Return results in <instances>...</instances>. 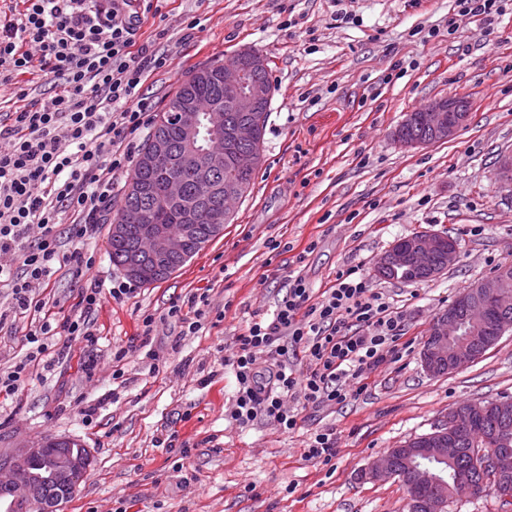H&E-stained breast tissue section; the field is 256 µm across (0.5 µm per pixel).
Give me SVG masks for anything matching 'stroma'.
I'll list each match as a JSON object with an SVG mask.
<instances>
[{
    "label": "stroma",
    "instance_id": "obj_1",
    "mask_svg": "<svg viewBox=\"0 0 512 512\" xmlns=\"http://www.w3.org/2000/svg\"><path fill=\"white\" fill-rule=\"evenodd\" d=\"M455 7V0H169V34L149 49L171 56L178 75L152 72L142 94L163 108L194 69L227 62L244 46L259 50L275 87L265 162L223 235L164 281L141 284L113 265L108 225L84 243L97 281L123 287V295L104 296L91 315L95 342L50 337L22 388L0 394V453L47 436L89 448V469L60 512H408L397 479L366 482L361 470L430 433L451 405L512 396V332L463 370L433 376L421 363L435 316L465 287L512 263V192L496 178L500 154L512 150V5L493 24L476 17L452 33ZM192 16L203 29L188 38L183 22ZM398 63L405 73L395 79ZM444 96L470 102L469 125L447 142L399 147L393 132L405 114ZM425 231L457 239L455 265L428 282L377 274L397 240ZM350 267L400 312L410 344L403 357L374 369L366 389L344 403L286 399L299 415L293 432L231 422L238 383L227 361L239 336L286 295L290 273L319 294ZM87 285L69 264L35 293L60 322L76 314ZM200 293L208 299L201 327L182 334L168 310ZM30 323L15 312L0 320V370L25 360ZM87 362L93 375L82 371ZM323 430L339 448L327 465L304 456L310 436Z\"/></svg>",
    "mask_w": 512,
    "mask_h": 512
}]
</instances>
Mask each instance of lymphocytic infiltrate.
Wrapping results in <instances>:
<instances>
[{
  "mask_svg": "<svg viewBox=\"0 0 512 512\" xmlns=\"http://www.w3.org/2000/svg\"><path fill=\"white\" fill-rule=\"evenodd\" d=\"M167 0H20L18 13L0 19V93L17 107L0 125V253L20 262V272L0 264V288L13 310L39 313L25 340L26 363L0 373V392H17L27 362L63 332L93 342L85 314L96 309L101 289L79 296L81 314L55 324L43 317L33 293L57 269L82 263L81 252L61 250L62 223L76 242L93 238L112 204V179L128 171L125 141L148 124L152 104L140 93L147 72L171 70L167 56L149 53L137 35L145 19L161 16ZM51 76L53 94L29 96L18 78L32 70ZM401 317L364 275L349 268L314 294L302 276L290 277L288 293L270 321L253 323L239 338L232 362L238 382L232 420L258 419L296 430L295 411L284 396L309 403L345 402L369 371L398 358ZM301 352L300 366L289 350ZM268 364L258 369L259 355Z\"/></svg>",
  "mask_w": 512,
  "mask_h": 512,
  "instance_id": "f902f5d3",
  "label": "lymphocytic infiltrate"
}]
</instances>
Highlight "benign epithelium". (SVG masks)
<instances>
[{
  "label": "benign epithelium",
  "mask_w": 512,
  "mask_h": 512,
  "mask_svg": "<svg viewBox=\"0 0 512 512\" xmlns=\"http://www.w3.org/2000/svg\"><path fill=\"white\" fill-rule=\"evenodd\" d=\"M268 69L267 58L250 48L235 54V61L224 64V101L239 115L234 123H224V110L218 106L201 107L192 97L181 101L174 113L184 153L197 161V184L209 191L214 182L219 159L210 155L204 143L219 138L229 158L241 169L255 168L263 159L261 127L263 115L273 97L271 87L259 77ZM412 119L429 130L431 140L410 138L402 127L394 137L404 148L428 145L455 138L468 125L471 107L467 99L448 96L433 100L420 111L409 112ZM172 141L164 132L157 133L149 151L142 157L143 175L132 180L130 194L140 200L152 198L156 192L170 202L183 201L180 182L167 178L155 179L156 168L172 155ZM497 172L501 183L512 189V151L501 154ZM245 196L244 188L228 187L224 207L207 208L206 228L219 237L224 225L232 218L231 203ZM201 204L184 209L186 224L178 232L169 224H144L138 232L137 243L127 259L126 271L146 282L155 280L165 270L152 263L156 258L181 260L186 257L187 234L195 228ZM457 241L444 233L420 232L395 243L377 262V273L413 262L427 277L434 278L451 267L458 258ZM512 300V267L505 266L492 276L466 287L439 313L429 327L421 352L422 366L431 375L442 367L450 373L465 368L495 345L512 330V316L507 303ZM492 418L491 425L477 440H472L476 424ZM472 441V464L479 472H487L496 486L512 483V402L491 405L485 401H468L448 408L443 424L432 432L408 440L391 449L364 469L362 478L369 482L384 481L399 476V460H404L412 473V493L408 494L409 512H448V504L456 499L474 495L470 474L458 472L453 484L433 473L429 460L448 462L461 454L463 441ZM59 438H43L23 445L0 457V489L11 492L12 512H58L59 503L49 499L35 501V486L26 474L35 459H46L47 448ZM91 463L90 450L50 460L48 472L59 485L76 489Z\"/></svg>",
  "instance_id": "7a95c632"
}]
</instances>
